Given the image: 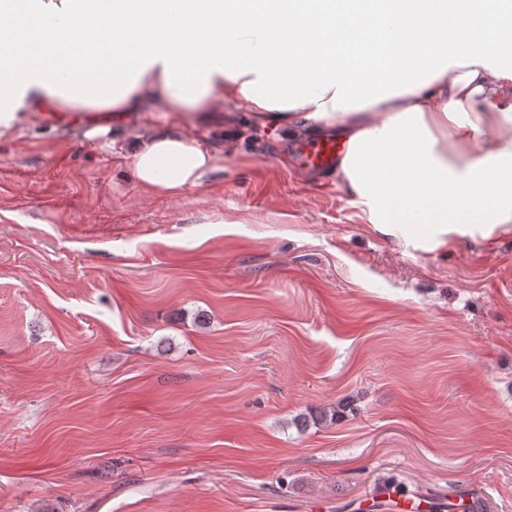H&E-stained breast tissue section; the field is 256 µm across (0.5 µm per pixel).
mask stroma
Returning a JSON list of instances; mask_svg holds the SVG:
<instances>
[{
    "instance_id": "stroma-1",
    "label": "stroma",
    "mask_w": 512,
    "mask_h": 512,
    "mask_svg": "<svg viewBox=\"0 0 512 512\" xmlns=\"http://www.w3.org/2000/svg\"><path fill=\"white\" fill-rule=\"evenodd\" d=\"M133 127L0 135V512H512V230L402 247L231 102L151 195Z\"/></svg>"
}]
</instances>
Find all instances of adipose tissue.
Segmentation results:
<instances>
[{"mask_svg": "<svg viewBox=\"0 0 512 512\" xmlns=\"http://www.w3.org/2000/svg\"><path fill=\"white\" fill-rule=\"evenodd\" d=\"M135 135L146 192L199 185L214 152L180 132L224 102L346 144L348 204L398 244L512 229V0H0V130L60 108Z\"/></svg>", "mask_w": 512, "mask_h": 512, "instance_id": "ef3b65f1", "label": "adipose tissue"}]
</instances>
